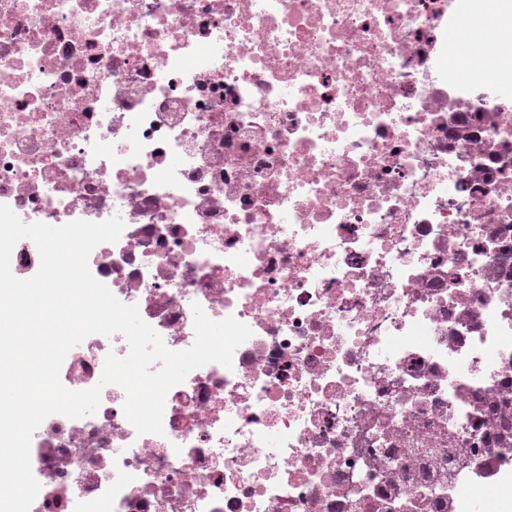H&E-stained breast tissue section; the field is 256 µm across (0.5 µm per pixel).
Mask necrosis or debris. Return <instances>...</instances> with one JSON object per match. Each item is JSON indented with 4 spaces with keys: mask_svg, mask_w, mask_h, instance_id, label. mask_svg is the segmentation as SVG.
<instances>
[{
    "mask_svg": "<svg viewBox=\"0 0 512 512\" xmlns=\"http://www.w3.org/2000/svg\"><path fill=\"white\" fill-rule=\"evenodd\" d=\"M453 0H0V203L120 216L93 276L174 351L163 434L33 433L30 512H512V97ZM122 335L60 370L93 387Z\"/></svg>",
    "mask_w": 512,
    "mask_h": 512,
    "instance_id": "obj_1",
    "label": "necrosis or debris"
}]
</instances>
